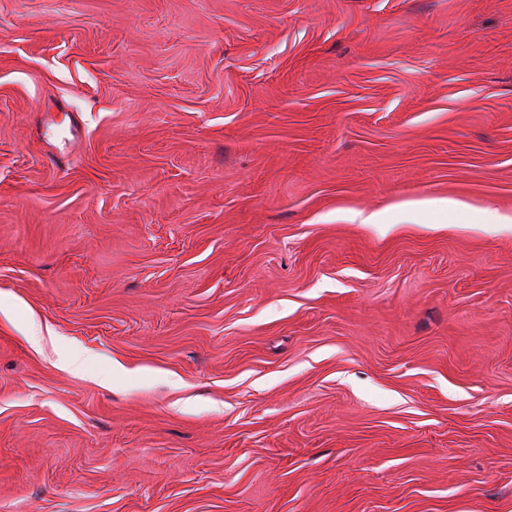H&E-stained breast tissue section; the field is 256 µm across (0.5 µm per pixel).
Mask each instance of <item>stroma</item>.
<instances>
[{
  "label": "stroma",
  "instance_id": "1",
  "mask_svg": "<svg viewBox=\"0 0 512 512\" xmlns=\"http://www.w3.org/2000/svg\"><path fill=\"white\" fill-rule=\"evenodd\" d=\"M424 196L512 212V0H0V512H512V224L343 218Z\"/></svg>",
  "mask_w": 512,
  "mask_h": 512
}]
</instances>
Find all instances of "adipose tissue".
<instances>
[{"label":"adipose tissue","instance_id":"ef3b65f1","mask_svg":"<svg viewBox=\"0 0 512 512\" xmlns=\"http://www.w3.org/2000/svg\"><path fill=\"white\" fill-rule=\"evenodd\" d=\"M425 213L445 216L465 213L473 224H512V214L504 213L494 205L489 204L473 212L466 203L451 197H423L370 213L353 211L347 218L360 224H401L416 220Z\"/></svg>","mask_w":512,"mask_h":512}]
</instances>
